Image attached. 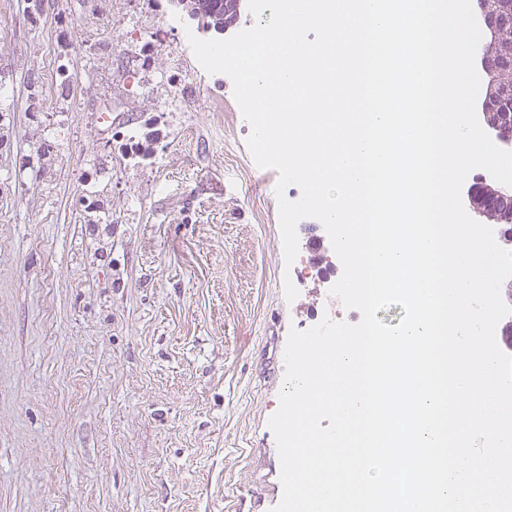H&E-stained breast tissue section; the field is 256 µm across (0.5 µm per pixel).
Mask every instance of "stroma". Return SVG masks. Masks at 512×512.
I'll return each mask as SVG.
<instances>
[{"label":"stroma","instance_id":"1","mask_svg":"<svg viewBox=\"0 0 512 512\" xmlns=\"http://www.w3.org/2000/svg\"><path fill=\"white\" fill-rule=\"evenodd\" d=\"M188 24L171 0H0V512L281 499L285 345L327 285L286 300L277 178Z\"/></svg>","mask_w":512,"mask_h":512}]
</instances>
